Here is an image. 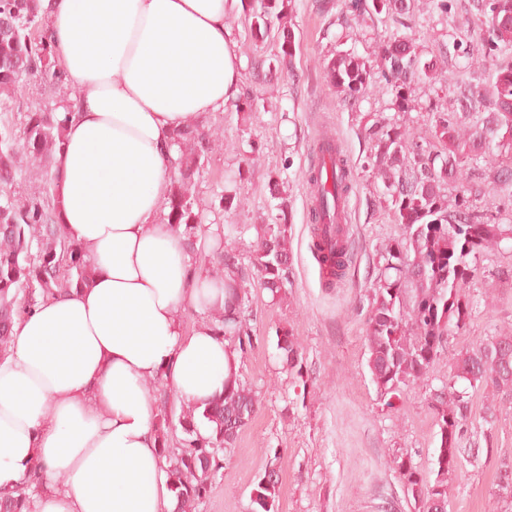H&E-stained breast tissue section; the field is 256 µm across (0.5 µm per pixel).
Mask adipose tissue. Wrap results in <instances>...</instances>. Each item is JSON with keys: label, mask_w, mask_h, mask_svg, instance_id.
Masks as SVG:
<instances>
[{"label": "adipose tissue", "mask_w": 512, "mask_h": 512, "mask_svg": "<svg viewBox=\"0 0 512 512\" xmlns=\"http://www.w3.org/2000/svg\"><path fill=\"white\" fill-rule=\"evenodd\" d=\"M75 96L60 112L59 219L84 248L89 286L15 319L0 358V497L34 465L33 512H174L150 388L203 408L239 358L222 330L183 313L223 309L194 271L166 202L176 134L237 91L229 14L239 0H38Z\"/></svg>", "instance_id": "1"}]
</instances>
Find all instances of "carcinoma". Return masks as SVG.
<instances>
[{
    "label": "carcinoma",
    "instance_id": "obj_1",
    "mask_svg": "<svg viewBox=\"0 0 512 512\" xmlns=\"http://www.w3.org/2000/svg\"><path fill=\"white\" fill-rule=\"evenodd\" d=\"M413 6L414 0H343L340 15L346 22L350 17L384 13L399 22ZM472 7L474 15L485 18L486 30L473 49L479 82L461 81L450 89L460 111H441L428 103L430 140L388 116L364 127L369 144L365 167L382 181L384 201L404 229L402 238L379 253L365 314L367 367L383 399L398 398L410 385L427 378L450 333L465 327L472 317L475 298L466 286L475 272L473 261L512 237V224H498L474 205L485 195L486 182L497 186L503 199H512V165L500 162L494 153L496 148L512 152V62L497 59L502 50H512V0H472ZM293 8L292 0H259L252 12V35L276 34L284 58L293 57L294 30L284 22ZM449 49L444 45L440 55L426 58L412 33L396 32L380 44L374 58L344 51L327 62L326 70L344 105L354 108L379 88L390 95L389 109L405 113L416 108L415 86L437 70L439 56L449 54ZM52 55L37 0H0V107H9L33 79L66 86L63 70L50 63ZM65 122L48 107H39L27 114L22 142L0 135V185L13 183L18 155L34 163L55 156L63 145ZM211 137L196 126L177 134L179 174L167 215L169 223L194 224L203 233L208 227L197 222L193 210L197 200L191 190ZM332 166L333 190L316 201L315 224L335 219L336 207L355 186L347 160L338 154ZM35 176L50 187L45 195L23 203L9 196L0 201V358L14 343L15 318L39 300L81 288L89 279L84 249L68 239L59 222L60 201L51 191L55 177L39 165ZM215 248L216 277L224 279L226 294L224 311L215 323L224 328V339L242 361L254 348L245 318L249 289L265 290L274 300L285 294L288 225H260L248 268L239 262L236 242L224 236L221 224ZM312 249L320 262L333 267L331 277L324 280L330 289L345 277L350 263L341 226H336L334 251L322 253L317 227ZM277 349L282 370L291 377L302 376L300 337L286 331L278 337ZM469 388L491 389L482 419L494 426L498 407L512 402L511 332L486 336L459 352L448 381L431 391L429 404L438 426L435 478L429 479L410 453L393 454L392 470L418 512H448V482L462 458L477 463L494 452L489 444L472 446ZM259 405L257 392L238 371L225 382L224 397L201 411L193 406L179 417L190 439L177 453L161 448L175 493L174 512H197L212 479L224 468V450L233 447ZM203 421L211 425L207 435L199 431ZM42 487L41 470L34 467L16 496L0 499V512H32L33 496ZM278 492L279 481L259 482L251 512H277Z\"/></svg>",
    "mask_w": 512,
    "mask_h": 512
}]
</instances>
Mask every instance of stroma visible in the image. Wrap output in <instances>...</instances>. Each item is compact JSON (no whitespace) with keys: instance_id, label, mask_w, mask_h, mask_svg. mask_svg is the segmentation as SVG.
Listing matches in <instances>:
<instances>
[{"instance_id":"1","label":"stroma","mask_w":512,"mask_h":512,"mask_svg":"<svg viewBox=\"0 0 512 512\" xmlns=\"http://www.w3.org/2000/svg\"><path fill=\"white\" fill-rule=\"evenodd\" d=\"M468 0H448L440 13L434 0H416L410 24L421 49L435 54L453 41L461 45L479 33L481 24L467 14ZM295 51L291 66L280 63V44L252 37L244 13L232 14L228 25L240 63V89L250 101L198 119L215 138L196 179L202 223L223 225L240 236L239 260L250 265L256 229L286 223L291 264L286 294L271 300L252 289L245 313L254 348L242 367L244 380L260 397L259 410L224 457L199 512H250V500L267 462L278 458V512H417L405 496L392 468L393 450L412 453L430 469L438 427L428 397L448 379L456 354L497 331H512V240L499 252L481 257L471 289L494 299L479 304L466 328L454 331L436 359L429 379L410 386L404 401L387 408L366 366L364 315L357 306L366 299L380 250L401 238L386 203L378 199L381 182L363 167L368 144L363 128L387 109V97L372 93L359 108L340 103L325 64L339 50L363 57L395 32L396 23L375 18L331 23L315 0H296L292 17ZM465 50L449 65L416 87L419 101L453 105L448 87L471 75ZM68 93L39 83L31 85L9 111H0V126L20 132L27 112L41 105L59 108ZM337 137L354 168L357 183L347 205L352 260L345 279L325 288L311 250L308 221L310 188L304 178L322 134ZM282 183L286 210H278L268 183ZM241 199L240 207L222 211L221 195ZM294 330L304 346L301 378L282 373L277 335ZM495 458L463 463L448 483V512H512V489L499 485L501 460H512V404H505L492 431Z\"/></svg>"}]
</instances>
